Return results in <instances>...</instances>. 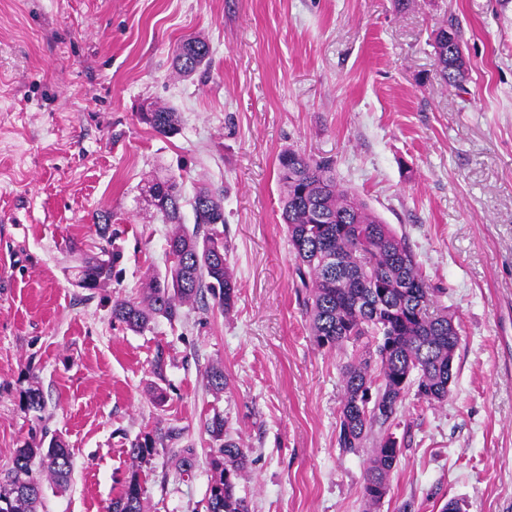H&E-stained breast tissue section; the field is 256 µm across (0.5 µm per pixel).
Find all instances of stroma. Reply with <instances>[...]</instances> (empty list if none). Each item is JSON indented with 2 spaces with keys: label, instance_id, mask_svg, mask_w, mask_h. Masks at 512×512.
<instances>
[{
  "label": "stroma",
  "instance_id": "stroma-1",
  "mask_svg": "<svg viewBox=\"0 0 512 512\" xmlns=\"http://www.w3.org/2000/svg\"><path fill=\"white\" fill-rule=\"evenodd\" d=\"M452 15L460 89L433 48ZM188 35L210 46L206 74L172 68ZM146 102L176 109L179 133L140 123ZM288 148L335 160L462 328L447 403L407 394L393 422L402 455L376 512H512V0H0V471L40 428L60 436L72 480L45 485L43 512H106L130 441L172 427L198 464L184 479L170 453L143 464L145 512H205L217 413L246 450L251 512H366L371 451L337 442L347 357L313 342L280 219ZM157 177L220 193L238 301L136 333L112 302L166 269ZM100 214L123 259L92 292L71 272L101 247ZM32 385L39 417L19 405Z\"/></svg>",
  "mask_w": 512,
  "mask_h": 512
}]
</instances>
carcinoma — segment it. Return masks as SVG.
<instances>
[{"instance_id": "obj_1", "label": "carcinoma", "mask_w": 512, "mask_h": 512, "mask_svg": "<svg viewBox=\"0 0 512 512\" xmlns=\"http://www.w3.org/2000/svg\"><path fill=\"white\" fill-rule=\"evenodd\" d=\"M463 33L450 17L434 37L437 67L443 81L460 87L468 64L458 47ZM210 46L196 37L177 41L173 50L175 71L189 77L209 66ZM139 120L167 136L179 130L178 113L163 107ZM278 182L283 187L281 221L286 224L296 272L306 289L309 327L319 348L343 350L360 344L374 348L368 356L343 366L344 394L340 406L338 443L348 450L373 444L363 488L365 501L379 502L378 491L389 488L388 476L401 448L390 432L392 420L411 387L430 406L448 401L455 376L454 360L461 336L455 314L435 306L438 289L423 276L416 255L403 235L395 233L358 194L336 179L335 162L313 159L296 150L278 156ZM167 192L157 208L172 226L167 238L170 264L162 275L148 279L139 301L115 300L112 319L126 329L141 332L157 316L170 322L184 316V308L211 295L224 312L237 299V280L224 252V206L219 194L199 188L189 200L176 181L167 179ZM189 204L195 227L183 224L182 209ZM106 245L86 257L75 281L89 291L107 287L116 274L122 254L112 244L108 223L96 224ZM207 387L220 393L227 384L224 368L206 371ZM371 400H365L366 395ZM23 411L40 413L45 400L40 389L29 387L20 397ZM207 431L219 442L212 451V472L206 512H249L236 487L247 464V454L230 436L224 417L214 415ZM179 438L169 430L145 434L130 443L128 455L137 463L112 499L108 512H144L145 479L142 464ZM175 468L188 473L196 454L183 448L175 454ZM72 455L59 438H31L16 450L13 465L0 474V512H39L44 498L43 480L67 487Z\"/></svg>"}]
</instances>
